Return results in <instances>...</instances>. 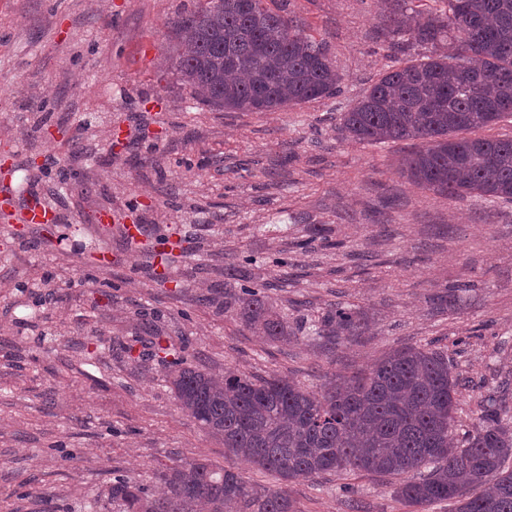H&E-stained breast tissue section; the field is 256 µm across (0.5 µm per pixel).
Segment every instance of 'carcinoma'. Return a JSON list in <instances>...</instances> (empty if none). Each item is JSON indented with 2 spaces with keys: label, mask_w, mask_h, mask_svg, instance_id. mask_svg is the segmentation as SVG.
<instances>
[{
  "label": "carcinoma",
  "mask_w": 512,
  "mask_h": 512,
  "mask_svg": "<svg viewBox=\"0 0 512 512\" xmlns=\"http://www.w3.org/2000/svg\"><path fill=\"white\" fill-rule=\"evenodd\" d=\"M266 0H196L171 21L182 35L170 64L198 102L215 110L269 112L328 97L342 80L324 40L265 6ZM415 21L407 0H392L382 24L392 39L446 44L425 60L381 74L343 114V128L364 144L419 140L399 169L416 185L450 199L476 195L512 202V138L476 132L512 116V0H437ZM249 256L228 264L239 291L234 309L270 340L296 337L266 305ZM360 311L338 305L315 328L336 345L361 336ZM179 409L224 441L234 457L290 483L364 472L395 482L411 506L448 501L455 512H512V428L487 406L454 447L457 380L437 351L405 347L367 372L317 395L281 376L229 372L219 378L179 358L172 362ZM432 465L420 481L407 475ZM152 497L125 478L108 497L117 512H298L287 491L260 493L231 466L176 463Z\"/></svg>",
  "instance_id": "1"
}]
</instances>
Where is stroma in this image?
I'll use <instances>...</instances> for the list:
<instances>
[{"label": "stroma", "mask_w": 512, "mask_h": 512, "mask_svg": "<svg viewBox=\"0 0 512 512\" xmlns=\"http://www.w3.org/2000/svg\"><path fill=\"white\" fill-rule=\"evenodd\" d=\"M190 5L0 0V512H111L115 478L157 494L179 461L233 463L256 489L282 487L180 411L168 365L141 357L155 335L198 369L317 392L393 350L431 348L458 379V432L491 398L512 424V203L418 188L395 170L411 142L360 144L341 126L379 73L432 47L391 49L381 0H286L326 42L339 92L217 111L165 61L170 21ZM34 195L57 237L11 227ZM102 209L144 225L140 244L96 227ZM163 236L176 259L158 275L148 254ZM100 247L105 269L86 263ZM243 255L288 325L341 302L368 331L335 347L258 337L224 308V267ZM285 487L298 512H454L411 507L364 473Z\"/></svg>", "instance_id": "stroma-1"}]
</instances>
